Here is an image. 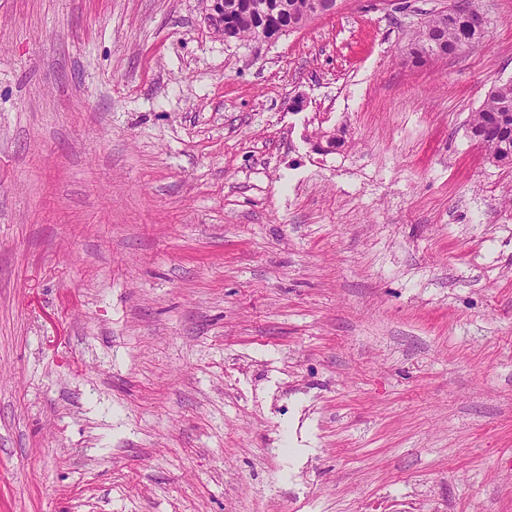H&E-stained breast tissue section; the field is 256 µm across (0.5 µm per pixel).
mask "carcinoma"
<instances>
[{
    "mask_svg": "<svg viewBox=\"0 0 512 512\" xmlns=\"http://www.w3.org/2000/svg\"><path fill=\"white\" fill-rule=\"evenodd\" d=\"M318 0H224V24L238 39L259 31L274 33L297 29L317 17ZM473 12L456 5L429 19L414 37L415 57L448 55L480 42L472 24ZM469 137L496 164L512 166V80L492 88L467 120Z\"/></svg>",
    "mask_w": 512,
    "mask_h": 512,
    "instance_id": "1",
    "label": "carcinoma"
}]
</instances>
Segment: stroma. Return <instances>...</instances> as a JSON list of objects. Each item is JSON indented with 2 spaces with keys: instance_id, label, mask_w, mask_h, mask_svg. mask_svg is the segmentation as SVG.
<instances>
[{
  "instance_id": "1",
  "label": "stroma",
  "mask_w": 512,
  "mask_h": 512,
  "mask_svg": "<svg viewBox=\"0 0 512 512\" xmlns=\"http://www.w3.org/2000/svg\"><path fill=\"white\" fill-rule=\"evenodd\" d=\"M454 2L0 0V512H512V0L416 62ZM319 0H224V37L253 39L261 30L274 33L297 29L317 17ZM231 29V30H230ZM282 32V33H283ZM269 39L263 31L254 40ZM472 15L460 4L429 19L414 37L415 57L453 54L465 44L479 43L482 34L474 28ZM467 132L496 164L512 166V80L495 86L467 120Z\"/></svg>"
}]
</instances>
